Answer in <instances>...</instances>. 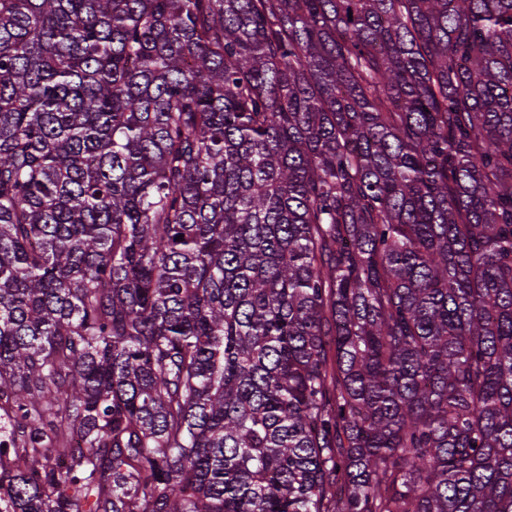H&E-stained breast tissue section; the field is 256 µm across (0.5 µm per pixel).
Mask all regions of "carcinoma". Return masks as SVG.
Here are the masks:
<instances>
[{"label": "carcinoma", "instance_id": "carcinoma-1", "mask_svg": "<svg viewBox=\"0 0 512 512\" xmlns=\"http://www.w3.org/2000/svg\"><path fill=\"white\" fill-rule=\"evenodd\" d=\"M0 410V512H512V0H0Z\"/></svg>", "mask_w": 512, "mask_h": 512}]
</instances>
